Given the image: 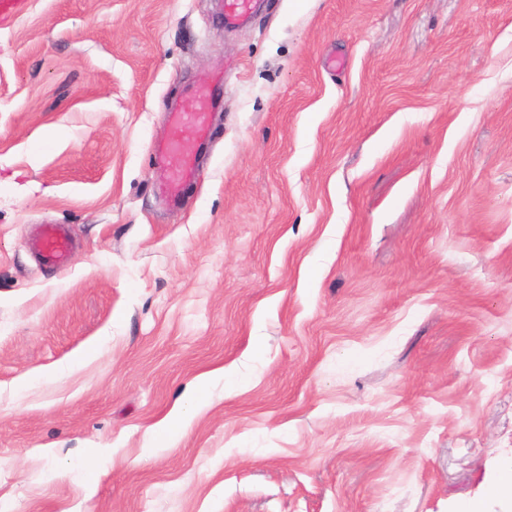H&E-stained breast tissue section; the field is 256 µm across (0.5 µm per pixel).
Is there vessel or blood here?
Masks as SVG:
<instances>
[{"instance_id":"vessel-or-blood-1","label":"vessel or blood","mask_w":512,"mask_h":512,"mask_svg":"<svg viewBox=\"0 0 512 512\" xmlns=\"http://www.w3.org/2000/svg\"><path fill=\"white\" fill-rule=\"evenodd\" d=\"M257 7L256 0H224V20L229 25L248 21ZM212 88L195 87L187 92L181 105L169 115L168 133L154 146V152L163 176L180 183L195 181L198 165L195 155L186 148L188 139L206 140L209 113L213 107ZM72 242L61 227L43 225L35 249L42 263L64 266L72 252Z\"/></svg>"}]
</instances>
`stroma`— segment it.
Masks as SVG:
<instances>
[{"instance_id":"obj_1","label":"stroma","mask_w":512,"mask_h":512,"mask_svg":"<svg viewBox=\"0 0 512 512\" xmlns=\"http://www.w3.org/2000/svg\"><path fill=\"white\" fill-rule=\"evenodd\" d=\"M202 74L172 208L152 146ZM40 224L68 267L38 263ZM508 467L512 0L0 21V512H512ZM72 242L61 227L44 224L35 249L42 263L54 267L64 266L72 252ZM212 374L202 375L196 384L194 393L185 398L178 411L167 421L163 422L159 428L152 433L149 438L148 450L153 447H166L160 443L170 442L175 438L183 427L190 422L203 406V396L211 380Z\"/></svg>"}]
</instances>
